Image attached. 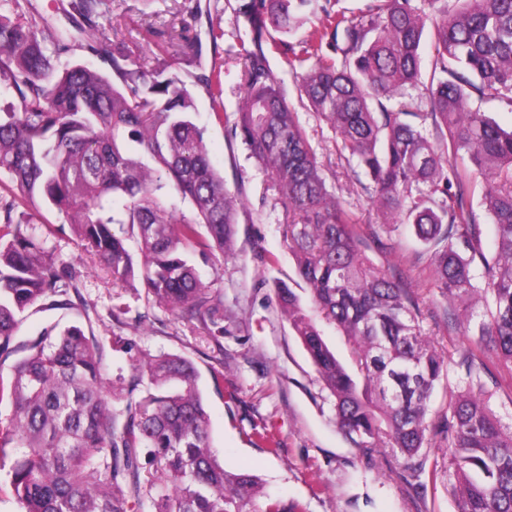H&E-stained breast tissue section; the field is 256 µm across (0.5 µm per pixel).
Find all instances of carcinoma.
I'll return each instance as SVG.
<instances>
[{"label":"carcinoma","instance_id":"cac0c4a2","mask_svg":"<svg viewBox=\"0 0 512 512\" xmlns=\"http://www.w3.org/2000/svg\"><path fill=\"white\" fill-rule=\"evenodd\" d=\"M109 0H69L73 32L38 35L19 0H0V172L26 204L55 212L113 283L139 280L181 317L213 316L193 256L235 258L241 200L213 167L205 130L193 122L187 83L162 64L147 68L125 46L95 36ZM334 0H241L251 47L241 54L244 93L224 126L267 176L296 280L271 284L280 308L328 391L339 431L369 453L388 448L406 485L436 482L429 435L443 388L457 512H512V425L471 392L481 355L512 373V129L481 109L512 105V0H378L358 14ZM318 24L297 46L288 38ZM150 30L163 58L203 68L200 40ZM108 70L61 60L72 43ZM429 42L432 66L421 68ZM289 51L300 97L336 135V149L370 180L381 223L403 224L434 257L439 296L464 311L470 348L448 379L447 358L423 333L415 297L365 254L357 222L335 192L269 55ZM223 111L220 74H197ZM421 87L420 104L403 101ZM485 183L471 181V173ZM494 226L486 255L474 197ZM188 203V209L179 207ZM0 467L25 512H302L270 500L261 479L224 468L212 450L199 374L189 360L96 336L80 320L51 323L15 342L24 313L61 299L76 272L59 262L15 204L0 206ZM128 226L119 236L112 225ZM136 241L135 263L127 240ZM349 344L346 366L322 325ZM128 355L130 378L104 376Z\"/></svg>","mask_w":512,"mask_h":512}]
</instances>
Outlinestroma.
Listing matches in <instances>:
<instances>
[{"label":"stroma","mask_w":512,"mask_h":512,"mask_svg":"<svg viewBox=\"0 0 512 512\" xmlns=\"http://www.w3.org/2000/svg\"><path fill=\"white\" fill-rule=\"evenodd\" d=\"M112 2V12L97 20L99 32L124 43L138 61L156 66L157 50L146 31L168 29L176 8L188 0H143L142 14L131 17L123 14L122 0ZM207 2V14L188 31L200 33L208 45L206 66L221 73L224 113L230 117L243 93L240 54L247 34L233 11L235 0ZM270 64L290 102L297 104L320 162L335 173L337 196L358 218L367 255L379 268L401 277L419 303L424 332L442 354L457 361L469 343L459 312L448 308L434 288L430 252L406 228L392 232L381 224L357 174L337 153L331 127L298 105L286 58L271 54ZM190 90L197 105L194 120L208 130L210 160L228 183L239 184L243 202L236 259L197 265L209 294L221 302L222 327L176 317L142 288L113 283L111 272L73 234H51L61 217L33 212L37 235L47 238L60 261L77 273V286L69 290L68 299L88 305L95 335L118 334L151 353L177 354L194 364L210 415L214 452L226 469L260 476L265 497L300 503L304 512H457L444 428L431 433L432 454L443 476L420 494L407 488L388 449L364 453L337 429L323 384L266 284L267 278L285 279L295 269L279 229L283 214L265 206V175L240 143L226 139L206 89L194 83ZM116 305L124 307L123 315L113 316ZM480 377L497 415L512 423V375L490 357ZM264 433L277 441V451L261 441Z\"/></svg>","instance_id":"stroma-1"}]
</instances>
